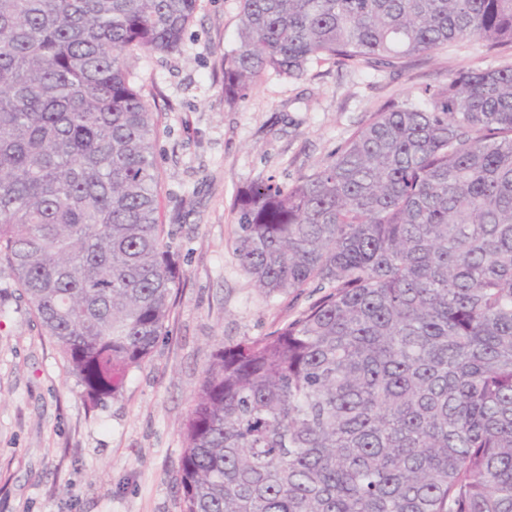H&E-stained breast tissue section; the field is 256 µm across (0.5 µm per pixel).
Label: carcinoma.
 Masks as SVG:
<instances>
[{
  "instance_id": "1",
  "label": "carcinoma",
  "mask_w": 512,
  "mask_h": 512,
  "mask_svg": "<svg viewBox=\"0 0 512 512\" xmlns=\"http://www.w3.org/2000/svg\"><path fill=\"white\" fill-rule=\"evenodd\" d=\"M224 99L311 64L398 65L512 0H241ZM198 0H0V267L102 404L165 331L157 116L130 51L181 50ZM267 296L322 295L217 345L184 429L182 512H512V65L373 112L330 160L235 199Z\"/></svg>"
}]
</instances>
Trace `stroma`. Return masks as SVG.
<instances>
[{"instance_id": "obj_1", "label": "stroma", "mask_w": 512, "mask_h": 512, "mask_svg": "<svg viewBox=\"0 0 512 512\" xmlns=\"http://www.w3.org/2000/svg\"><path fill=\"white\" fill-rule=\"evenodd\" d=\"M239 24L240 0H199L180 52L127 59L158 116L159 221L180 279L165 333L117 396L86 401L0 270V512H181L183 426L217 344L265 335L317 297L266 296L241 269L238 190L312 173L388 101L462 70L512 65L473 39L402 69L327 60L298 80L270 74L231 104L223 59Z\"/></svg>"}]
</instances>
